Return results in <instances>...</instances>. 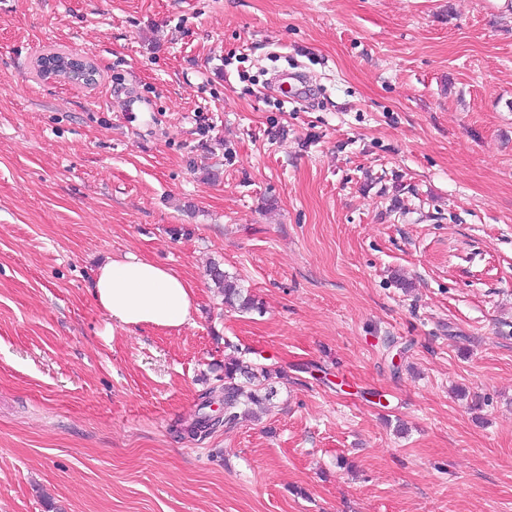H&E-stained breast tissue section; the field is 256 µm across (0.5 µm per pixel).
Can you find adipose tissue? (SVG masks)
Instances as JSON below:
<instances>
[{
    "label": "adipose tissue",
    "mask_w": 512,
    "mask_h": 512,
    "mask_svg": "<svg viewBox=\"0 0 512 512\" xmlns=\"http://www.w3.org/2000/svg\"><path fill=\"white\" fill-rule=\"evenodd\" d=\"M97 305L114 327L173 330L196 309V288L176 271L128 254L102 265L93 283Z\"/></svg>",
    "instance_id": "1"
}]
</instances>
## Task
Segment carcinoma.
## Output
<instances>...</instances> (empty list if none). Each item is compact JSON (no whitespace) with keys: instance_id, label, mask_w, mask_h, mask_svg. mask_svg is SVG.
<instances>
[{"instance_id":"carcinoma-1","label":"carcinoma","mask_w":512,"mask_h":512,"mask_svg":"<svg viewBox=\"0 0 512 512\" xmlns=\"http://www.w3.org/2000/svg\"><path fill=\"white\" fill-rule=\"evenodd\" d=\"M211 280L220 289L224 296V304L243 311L258 308L255 298L244 292L237 279L225 274L217 265L209 269ZM274 372L266 367H253L244 364L237 357H228L224 360V417L228 421H236L247 416L250 404H260L268 401L276 394L273 386ZM212 403L211 394L202 396L199 412L190 426V432L205 433L214 423L206 409Z\"/></svg>"}]
</instances>
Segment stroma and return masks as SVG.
Wrapping results in <instances>:
<instances>
[{
  "label": "stroma",
  "instance_id": "obj_1",
  "mask_svg": "<svg viewBox=\"0 0 512 512\" xmlns=\"http://www.w3.org/2000/svg\"><path fill=\"white\" fill-rule=\"evenodd\" d=\"M126 254L192 321L113 329ZM0 512H512V0H0ZM211 280L224 296V304L243 311L259 309L258 303L240 286L237 279L226 275L216 264L209 269ZM275 375V376H273ZM243 378L252 387L245 390L244 383H238ZM273 378H280L278 373L266 367H253L244 365L237 357H228L224 360V420L237 421L242 415L248 416L249 404H260L269 401L276 394L272 385ZM242 406L247 407L238 412Z\"/></svg>",
  "mask_w": 512,
  "mask_h": 512
}]
</instances>
